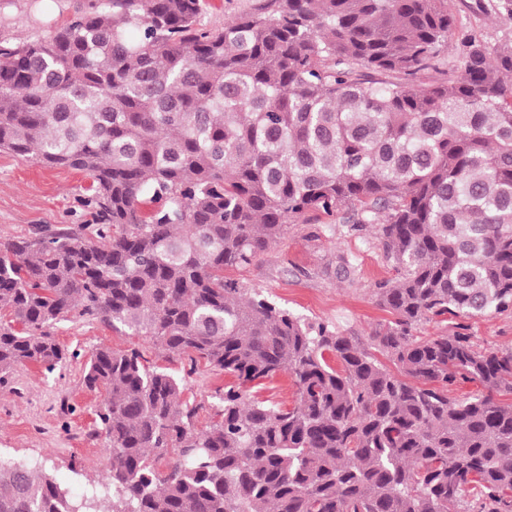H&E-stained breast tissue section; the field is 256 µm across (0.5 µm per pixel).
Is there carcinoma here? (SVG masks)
Listing matches in <instances>:
<instances>
[{
	"instance_id": "cac0c4a2",
	"label": "carcinoma",
	"mask_w": 512,
	"mask_h": 512,
	"mask_svg": "<svg viewBox=\"0 0 512 512\" xmlns=\"http://www.w3.org/2000/svg\"><path fill=\"white\" fill-rule=\"evenodd\" d=\"M204 2L95 0L0 44V149L85 172L94 203L0 240V379L62 365L71 312L234 377L197 430L182 378L96 347L108 483L75 503L0 460V512H512V349L414 335L512 310V39L454 40L448 0H259L221 30ZM308 213L375 225L395 265L364 341L224 276ZM280 374L291 408L253 394ZM458 65V61L455 57L442 56L436 61L431 67L420 72L417 75V83L422 86H430L440 82L442 79L447 77V72H450L452 68Z\"/></svg>"
}]
</instances>
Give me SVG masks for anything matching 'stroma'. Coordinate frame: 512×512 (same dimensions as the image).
Here are the masks:
<instances>
[{
  "mask_svg": "<svg viewBox=\"0 0 512 512\" xmlns=\"http://www.w3.org/2000/svg\"><path fill=\"white\" fill-rule=\"evenodd\" d=\"M91 0H0V42L22 43L44 37L66 24ZM454 36L483 31L491 40L512 35V24L497 16L493 0H448ZM90 177L67 168H44L0 150V239L27 234L37 225L88 224ZM355 260L349 276H337L340 256ZM396 272L380 248L373 228L351 230L313 215L287 226L282 239L234 277L244 287L261 289L281 305L312 322L335 326L346 336L366 338L390 321L374 294L377 282ZM477 348L512 347V311H489L467 319ZM53 334L69 352L67 362L46 371L17 365L0 384V459L46 463L55 482L71 497H81L103 482L108 442L99 430V393L83 384V368L96 346L140 348L151 363L182 377L186 400L200 404L194 420L204 428L215 420L216 396L230 376L187 358L155 349L145 338L117 331L98 319L69 315Z\"/></svg>",
  "mask_w": 512,
  "mask_h": 512,
  "instance_id": "obj_1",
  "label": "stroma"
}]
</instances>
